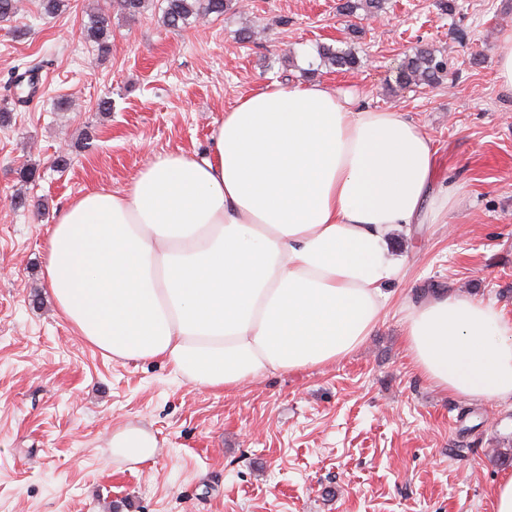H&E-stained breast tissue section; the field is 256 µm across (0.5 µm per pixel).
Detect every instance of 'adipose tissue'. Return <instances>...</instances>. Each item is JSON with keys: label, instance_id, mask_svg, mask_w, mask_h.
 Wrapping results in <instances>:
<instances>
[{"label": "adipose tissue", "instance_id": "ef3b65f1", "mask_svg": "<svg viewBox=\"0 0 512 512\" xmlns=\"http://www.w3.org/2000/svg\"><path fill=\"white\" fill-rule=\"evenodd\" d=\"M357 97L271 83L225 113L211 156L169 153L125 191L71 200L43 267L60 314L99 350L209 389L356 350L400 272L393 231L454 197L431 193L423 128ZM404 341L435 387L512 400V320L495 305L434 295L407 307ZM110 446L140 462L156 440L127 426Z\"/></svg>", "mask_w": 512, "mask_h": 512}]
</instances>
